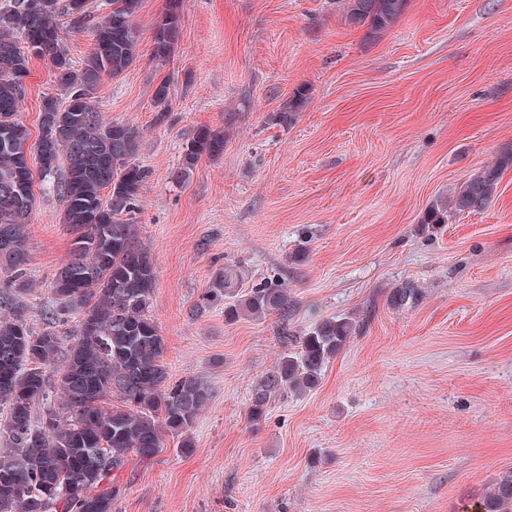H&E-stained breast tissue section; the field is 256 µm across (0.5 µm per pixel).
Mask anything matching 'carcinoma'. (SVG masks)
Wrapping results in <instances>:
<instances>
[{
    "mask_svg": "<svg viewBox=\"0 0 512 512\" xmlns=\"http://www.w3.org/2000/svg\"><path fill=\"white\" fill-rule=\"evenodd\" d=\"M345 18L370 37L388 30L408 0H341ZM141 0H7L0 6V512H112L116 489L107 486L130 457L149 460L164 451L167 434L183 437L209 404L212 389L185 376L171 380L166 343L151 315L156 283L152 258L138 240L133 215L150 170L136 162L140 132L102 120L91 91L105 75L117 76L138 59L132 18ZM106 11L98 18L95 12ZM88 29L93 47L76 68L59 35V21ZM181 33L177 0L154 29L153 55L171 57ZM47 57L58 93L42 100L38 136L20 116L33 58ZM298 86L273 119L291 125L309 100ZM227 133L198 129L186 144L180 182L207 156L224 153ZM65 203L62 223L73 236L68 258L50 282L52 305L43 327L28 322L22 297L33 286L25 218L36 197L29 159ZM512 156L469 175L457 194L428 209L422 229L448 223L452 212H479L492 202ZM238 272L226 267L201 293L194 313L224 303V318L283 319V342L292 347L255 384L247 418L257 425L269 406L290 392L315 388L321 373L369 320L334 316L301 334L288 328L293 300L269 280L244 293ZM406 283L392 290L400 308L416 301ZM78 319L75 330L63 327ZM117 397L120 404L107 406ZM476 512H512V471L501 475L475 504Z\"/></svg>",
    "mask_w": 512,
    "mask_h": 512,
    "instance_id": "obj_1",
    "label": "carcinoma"
}]
</instances>
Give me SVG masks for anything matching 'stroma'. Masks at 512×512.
<instances>
[{"label":"stroma","instance_id":"obj_1","mask_svg":"<svg viewBox=\"0 0 512 512\" xmlns=\"http://www.w3.org/2000/svg\"><path fill=\"white\" fill-rule=\"evenodd\" d=\"M182 34L152 55L169 0H142L138 59L92 99L107 122L141 132L151 172L139 241L156 267L151 314L172 378L213 391L191 431L166 437L116 477L113 512H469L512 470V167L491 204L435 233L430 205L512 153V0H409L369 39L339 0H178ZM20 115L37 130L56 91L48 59L29 65ZM169 79L166 119L153 93ZM311 99L275 124L299 85ZM228 130L224 153L171 173L197 129ZM26 218L41 324L72 237L43 186ZM305 259L295 260L304 230ZM247 290L287 287L296 331L369 317L305 394L252 425L253 386L282 355L280 316L229 322L194 304L224 267ZM411 281L418 301L394 308Z\"/></svg>","mask_w":512,"mask_h":512}]
</instances>
